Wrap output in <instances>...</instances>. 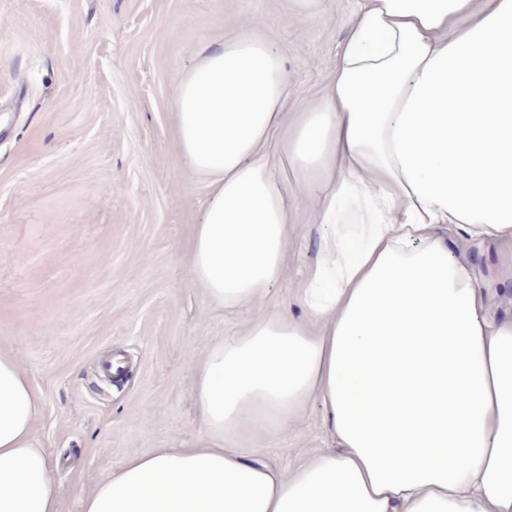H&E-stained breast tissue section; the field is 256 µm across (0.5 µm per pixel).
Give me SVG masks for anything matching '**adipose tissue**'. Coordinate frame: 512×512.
I'll return each mask as SVG.
<instances>
[{
    "instance_id": "1",
    "label": "adipose tissue",
    "mask_w": 512,
    "mask_h": 512,
    "mask_svg": "<svg viewBox=\"0 0 512 512\" xmlns=\"http://www.w3.org/2000/svg\"><path fill=\"white\" fill-rule=\"evenodd\" d=\"M267 40L215 41L177 84L178 149L208 183L189 256L222 306L253 310L193 391L200 444L127 459L82 512H512V0H363L326 99L287 109ZM322 172L303 194L326 238L299 283L306 320L256 312L285 272L288 188L269 164ZM490 241L497 272L446 234ZM332 448L291 472L242 455L308 404ZM42 405L0 354V512H58Z\"/></svg>"
}]
</instances>
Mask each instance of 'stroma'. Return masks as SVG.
Returning <instances> with one entry per match:
<instances>
[{"label":"stroma","mask_w":512,"mask_h":512,"mask_svg":"<svg viewBox=\"0 0 512 512\" xmlns=\"http://www.w3.org/2000/svg\"><path fill=\"white\" fill-rule=\"evenodd\" d=\"M361 0H0V353L43 398L33 436L60 462L59 512L126 459L197 442L192 391L246 310L214 304L187 253L208 190L178 151L179 80L216 37L264 20L300 111L326 97ZM333 232L288 212L287 273L262 307L304 318L297 287ZM121 358V381L104 377ZM331 441L318 406L260 448L288 472Z\"/></svg>","instance_id":"1"}]
</instances>
